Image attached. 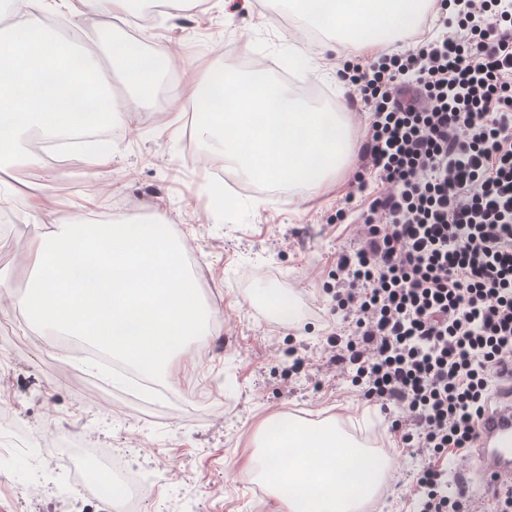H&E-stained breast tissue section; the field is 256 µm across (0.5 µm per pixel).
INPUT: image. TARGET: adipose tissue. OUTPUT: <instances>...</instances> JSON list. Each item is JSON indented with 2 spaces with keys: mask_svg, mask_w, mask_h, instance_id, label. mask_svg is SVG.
I'll use <instances>...</instances> for the list:
<instances>
[{
  "mask_svg": "<svg viewBox=\"0 0 512 512\" xmlns=\"http://www.w3.org/2000/svg\"><path fill=\"white\" fill-rule=\"evenodd\" d=\"M292 10L317 25L350 28L361 46L414 24L426 0H290ZM131 0H0V171L16 165L20 133L37 129L58 136L74 115V101L91 100L111 119L141 111L157 95V71L139 50L113 51L109 63L127 91L104 86L90 50L58 37L46 12L112 18L129 14ZM221 88L218 108L206 102ZM203 116L200 134L222 142L225 163L269 184L321 186L343 162L349 143L340 113L309 108L280 86L252 78L227 81L223 69L185 71L168 102L171 120L188 104ZM33 271L15 309L30 327H51L95 342L135 367L169 373L175 354L195 359L205 351L209 315L197 280L185 264V247L164 235L158 222L75 224L54 209L47 232L26 249Z\"/></svg>",
  "mask_w": 512,
  "mask_h": 512,
  "instance_id": "adipose-tissue-1",
  "label": "adipose tissue"
}]
</instances>
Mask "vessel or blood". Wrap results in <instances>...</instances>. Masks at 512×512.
Instances as JSON below:
<instances>
[{"instance_id": "obj_1", "label": "vessel or blood", "mask_w": 512, "mask_h": 512, "mask_svg": "<svg viewBox=\"0 0 512 512\" xmlns=\"http://www.w3.org/2000/svg\"><path fill=\"white\" fill-rule=\"evenodd\" d=\"M473 464L464 485L481 481L485 488L512 487V364L500 372L494 404L479 425V439L471 453Z\"/></svg>"}]
</instances>
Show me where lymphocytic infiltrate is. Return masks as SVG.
I'll return each mask as SVG.
<instances>
[{"label":"lymphocytic infiltrate","mask_w":512,"mask_h":512,"mask_svg":"<svg viewBox=\"0 0 512 512\" xmlns=\"http://www.w3.org/2000/svg\"><path fill=\"white\" fill-rule=\"evenodd\" d=\"M406 50L351 56L367 109L354 179L383 186L336 257L319 366L394 410L419 512H488L442 462L474 446L512 361V0H432Z\"/></svg>","instance_id":"lymphocytic-infiltrate-1"}]
</instances>
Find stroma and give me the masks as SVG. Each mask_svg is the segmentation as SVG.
Instances as JSON below:
<instances>
[{"label":"stroma","instance_id":"stroma-1","mask_svg":"<svg viewBox=\"0 0 512 512\" xmlns=\"http://www.w3.org/2000/svg\"><path fill=\"white\" fill-rule=\"evenodd\" d=\"M290 13L289 0H223L219 9L209 0H189L183 10L161 13L155 24L138 32L144 50L162 42L175 51L158 71L159 85L175 91L187 66L222 68L259 55L277 62L270 73L274 82L282 80L280 65L294 66L299 81L326 93L325 100L308 99V106L344 110L350 128H357L361 116L347 105L345 87L336 80V60L359 53V46L343 33L321 38L309 50L296 49L289 27L279 22ZM50 19L61 28L79 26L102 60L128 36L123 17L105 26L94 17L77 21L54 13ZM300 58L305 61L301 68L296 65ZM166 110L167 98L161 94L149 107L109 127L107 164H90L87 155L64 143L58 164L39 154L18 175L48 184L60 208L77 222L86 221L90 209L141 197L131 223L161 215L169 235L192 239L188 265L212 273L213 283L201 286V297L217 317L232 314L241 343L220 358L208 355L187 365V372L204 381V390L177 385L161 399L137 398L127 384L111 385L100 374L87 373L77 358L66 355L54 330L27 329L15 318L0 316V391L15 419L42 435L51 412L71 419L88 447L125 451L141 469L166 462L182 470L185 481L163 486L143 512H276L273 502L258 510L252 483L239 474L265 420L280 413L319 421L337 413L346 424L364 416L378 422L379 445L396 471L365 512H413L412 483L419 464L389 432L390 415L315 367L290 372L336 324L324 288L338 252L349 243L348 228L337 223L336 213L357 217L363 197L380 190L379 180L368 177L365 191L356 192L359 159L353 154L327 189L241 191L236 207L218 210L209 194L213 178L202 162L204 154L214 152L213 141L198 134L189 140L171 135L162 127ZM0 191L10 196L8 206L0 209V270L13 286H23L31 271L18 256L45 227L13 195L11 183L1 184ZM272 289L287 297L288 313L266 302ZM132 437L137 445H129ZM64 457V450L37 447L0 458V512H89ZM32 483L43 492L35 503L23 494Z\"/></svg>","mask_w":512,"mask_h":512}]
</instances>
